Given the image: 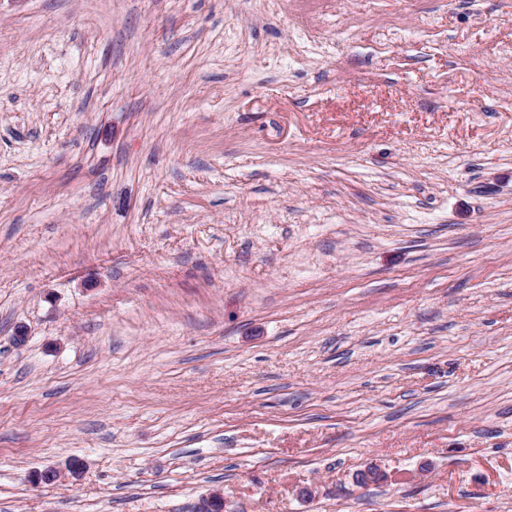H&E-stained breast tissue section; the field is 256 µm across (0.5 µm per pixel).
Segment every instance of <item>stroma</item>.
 <instances>
[{
	"label": "stroma",
	"instance_id": "1",
	"mask_svg": "<svg viewBox=\"0 0 512 512\" xmlns=\"http://www.w3.org/2000/svg\"><path fill=\"white\" fill-rule=\"evenodd\" d=\"M215 491L512 512V0H0V512Z\"/></svg>",
	"mask_w": 512,
	"mask_h": 512
}]
</instances>
